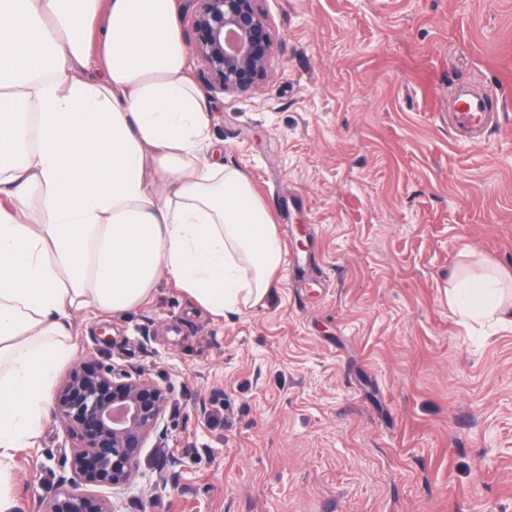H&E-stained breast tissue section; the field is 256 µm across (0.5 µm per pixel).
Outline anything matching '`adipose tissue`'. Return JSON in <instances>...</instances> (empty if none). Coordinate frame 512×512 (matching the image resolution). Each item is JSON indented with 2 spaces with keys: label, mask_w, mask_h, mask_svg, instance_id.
Instances as JSON below:
<instances>
[{
  "label": "adipose tissue",
  "mask_w": 512,
  "mask_h": 512,
  "mask_svg": "<svg viewBox=\"0 0 512 512\" xmlns=\"http://www.w3.org/2000/svg\"><path fill=\"white\" fill-rule=\"evenodd\" d=\"M179 15V0H0V512L76 313L132 311L165 281L221 318L264 302L282 263L249 178L211 150Z\"/></svg>",
  "instance_id": "obj_1"
}]
</instances>
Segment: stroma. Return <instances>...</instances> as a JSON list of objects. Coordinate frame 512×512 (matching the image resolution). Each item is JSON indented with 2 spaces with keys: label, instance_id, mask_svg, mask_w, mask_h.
<instances>
[{
  "label": "stroma",
  "instance_id": "1",
  "mask_svg": "<svg viewBox=\"0 0 512 512\" xmlns=\"http://www.w3.org/2000/svg\"><path fill=\"white\" fill-rule=\"evenodd\" d=\"M269 76L207 93L226 164L282 244L265 305L219 319L174 286L77 314L70 367L169 387L118 512H512V328L464 320L452 274L512 273V0H262ZM498 115L457 137L448 97ZM72 442L11 462L44 512Z\"/></svg>",
  "mask_w": 512,
  "mask_h": 512
}]
</instances>
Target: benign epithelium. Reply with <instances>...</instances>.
<instances>
[{"mask_svg":"<svg viewBox=\"0 0 512 512\" xmlns=\"http://www.w3.org/2000/svg\"><path fill=\"white\" fill-rule=\"evenodd\" d=\"M190 48L197 79L211 92L245 93L268 77L275 40L262 0H188ZM172 398L143 374L111 366L75 367L58 389L54 416L73 439L71 477L45 512H117L112 500L88 492L130 485L143 448L161 428Z\"/></svg>","mask_w":512,"mask_h":512,"instance_id":"obj_1","label":"benign epithelium"}]
</instances>
